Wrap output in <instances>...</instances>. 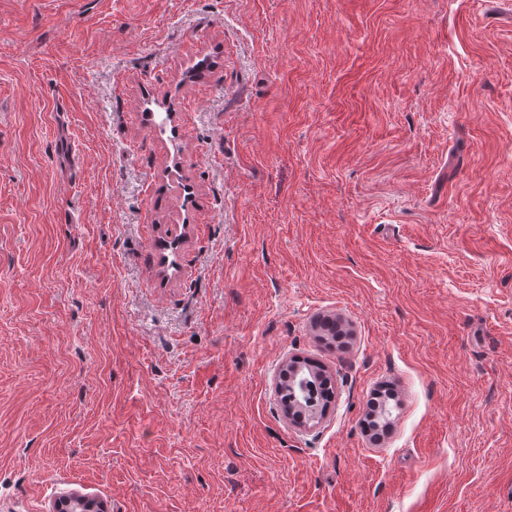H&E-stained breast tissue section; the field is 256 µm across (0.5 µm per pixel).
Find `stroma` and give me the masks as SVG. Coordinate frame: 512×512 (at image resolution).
<instances>
[{
	"instance_id": "obj_1",
	"label": "stroma",
	"mask_w": 512,
	"mask_h": 512,
	"mask_svg": "<svg viewBox=\"0 0 512 512\" xmlns=\"http://www.w3.org/2000/svg\"><path fill=\"white\" fill-rule=\"evenodd\" d=\"M70 493L512 512V0H0V512ZM278 393L284 410L286 407H294L297 400L301 398L304 408L307 409V411L305 410L307 419L309 414L322 415L326 410L333 394L332 379L329 375L324 374L322 370H318L314 373H304L295 381L293 379L288 380L287 369Z\"/></svg>"
}]
</instances>
